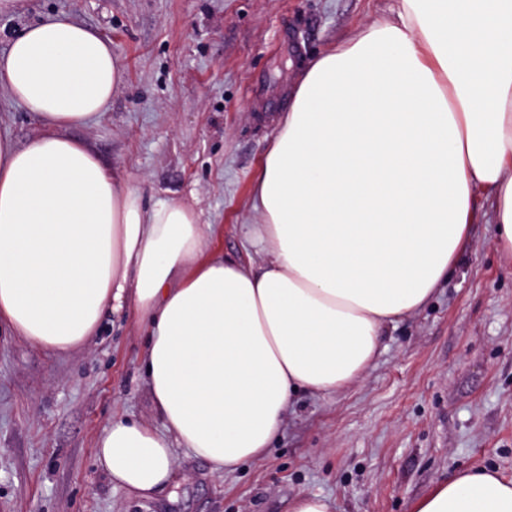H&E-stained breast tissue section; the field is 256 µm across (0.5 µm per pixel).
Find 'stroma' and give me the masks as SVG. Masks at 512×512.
<instances>
[{"label":"stroma","mask_w":512,"mask_h":512,"mask_svg":"<svg viewBox=\"0 0 512 512\" xmlns=\"http://www.w3.org/2000/svg\"><path fill=\"white\" fill-rule=\"evenodd\" d=\"M0 13V55L57 14L112 43L123 82L88 140L144 205L194 204L213 250L261 264L245 238L252 180L310 58L389 13L393 0H22ZM41 127L0 91V137L23 147ZM430 301L388 329L363 376L330 397L299 392L266 454L232 474L177 449L154 499L96 465L113 419L153 420L146 338L131 309L88 346L56 355L0 335V512H290L301 496L330 512H410L458 472L512 479V258L492 224Z\"/></svg>","instance_id":"obj_1"}]
</instances>
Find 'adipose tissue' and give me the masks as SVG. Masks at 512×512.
Masks as SVG:
<instances>
[{
  "instance_id": "adipose-tissue-1",
  "label": "adipose tissue",
  "mask_w": 512,
  "mask_h": 512,
  "mask_svg": "<svg viewBox=\"0 0 512 512\" xmlns=\"http://www.w3.org/2000/svg\"><path fill=\"white\" fill-rule=\"evenodd\" d=\"M122 80L111 42L63 14L0 56V89L41 126L20 149L0 137V326L64 354L133 306L157 419L112 420L96 461L135 497L168 484L179 448L233 473L298 391L359 379L480 217L512 257V0H394L308 64L251 185L258 267L209 253L193 205L144 206L73 137ZM412 512H512V479L466 471Z\"/></svg>"
}]
</instances>
